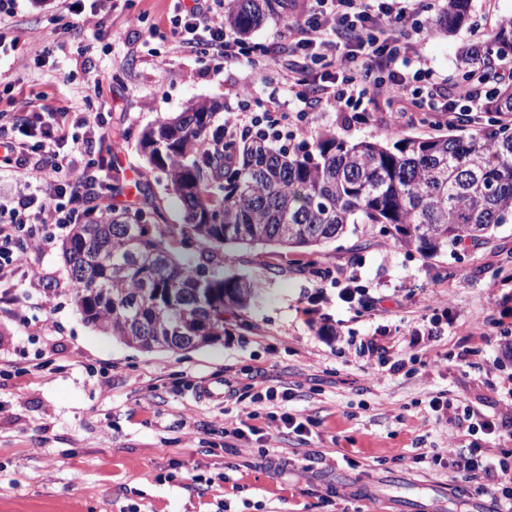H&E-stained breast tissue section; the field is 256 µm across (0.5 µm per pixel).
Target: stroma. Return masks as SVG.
I'll return each mask as SVG.
<instances>
[{
	"label": "stroma",
	"instance_id": "35a3bbf8",
	"mask_svg": "<svg viewBox=\"0 0 512 512\" xmlns=\"http://www.w3.org/2000/svg\"><path fill=\"white\" fill-rule=\"evenodd\" d=\"M424 2L423 59L448 89L460 52L477 40L474 27L512 16V0H473L469 25L450 36L432 27L444 0ZM310 5L274 8L248 42L287 48L284 19ZM168 13L169 0H107L99 26L77 36L61 0H29L0 31L31 59L22 69L0 57V125L12 121V95L106 113L119 190L102 205H129L141 181L157 197L161 223L179 225L184 209L141 153L142 129L198 100L223 114L238 110L245 88L262 102L279 97L283 83L271 67L224 69L175 49ZM145 19L157 26L147 44ZM49 37L57 47L42 67L32 56ZM325 101L313 85L316 127L348 140L448 131L408 103L370 98L361 124L325 110ZM66 235L55 230L27 257L44 281L56 282L54 293L26 284L16 303L0 300V360L10 364L0 374V512H419L422 500L430 512H489L488 496L461 502L449 470L415 467L412 457L446 447L452 436L464 448L512 449L506 433L471 436L428 412L440 392L487 415L501 405L502 375L512 372V223L489 242L433 256L400 246L377 224L350 226L313 256L225 246L218 253L225 274L256 281L260 298L225 312L220 341L180 352L144 351L82 320L60 250ZM312 261L330 277L308 274ZM351 281L382 297L381 311L342 302L338 290ZM442 303L448 312L436 337L413 342ZM371 338L412 363L396 373L372 369L359 348ZM216 384L223 397L203 398L202 387ZM280 386L293 390L289 409L311 419L308 434L281 435L272 447L254 435L225 436L256 391ZM353 460L370 464L374 498L354 497Z\"/></svg>",
	"mask_w": 512,
	"mask_h": 512
}]
</instances>
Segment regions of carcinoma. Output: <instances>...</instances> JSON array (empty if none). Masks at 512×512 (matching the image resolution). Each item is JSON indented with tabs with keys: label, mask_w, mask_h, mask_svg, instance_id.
<instances>
[{
	"label": "carcinoma",
	"mask_w": 512,
	"mask_h": 512,
	"mask_svg": "<svg viewBox=\"0 0 512 512\" xmlns=\"http://www.w3.org/2000/svg\"><path fill=\"white\" fill-rule=\"evenodd\" d=\"M270 0H228L233 30L247 35ZM471 0H445L437 19L451 34L469 20ZM512 63V17L459 57L462 83L474 90ZM489 127L465 132L464 112L448 134L347 141L312 131L294 148L264 132L224 141L217 106L195 101L141 132L147 162L182 204L187 223H156L144 187L133 204L97 211L74 224L61 250L83 320L146 351H189L224 335V312L245 310L258 285L181 262L167 241L189 234L210 248L274 246L313 253L351 224H380L399 245L426 256L467 240L485 243L512 222V84L483 101Z\"/></svg>",
	"instance_id": "cac0c4a2"
}]
</instances>
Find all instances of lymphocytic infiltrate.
Listing matches in <instances>:
<instances>
[{"label": "lymphocytic infiltrate", "mask_w": 512, "mask_h": 512, "mask_svg": "<svg viewBox=\"0 0 512 512\" xmlns=\"http://www.w3.org/2000/svg\"><path fill=\"white\" fill-rule=\"evenodd\" d=\"M222 0H172L175 46L221 60L226 65L255 66L269 61L288 88L287 103L269 99L260 109L242 101L224 119V137L233 139L254 127L307 130L312 118L307 101L313 67L329 83L326 99L336 111L360 110L365 98L415 97L418 106L451 124L473 111L470 92L437 103L434 73L421 64L424 26L420 0H314L307 18L285 26L288 56L268 45L246 43L233 35L218 8ZM102 124L97 112L67 107H22L11 136L0 137V170L9 172L16 190L0 202V300L14 298L19 282L41 275L24 260L50 239V227L84 223L90 196L111 185L112 161L94 153V135ZM432 411L460 415L468 431L495 433L512 421V405L499 416L477 418L458 399L435 398ZM413 460L451 470L455 481L490 495L494 512H512V455L494 448H424Z\"/></svg>", "instance_id": "lymphocytic-infiltrate-1"}]
</instances>
